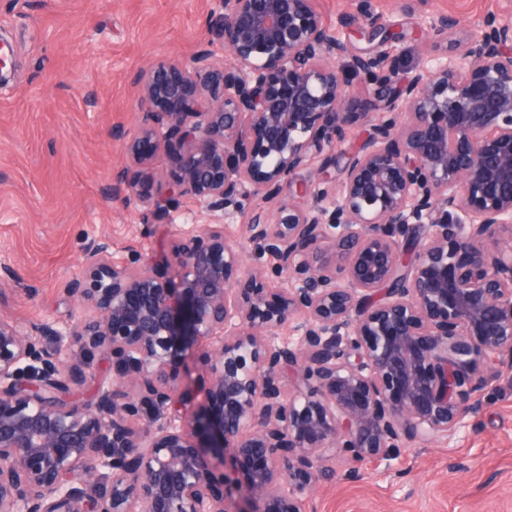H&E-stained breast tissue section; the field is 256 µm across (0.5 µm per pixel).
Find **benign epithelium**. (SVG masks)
Here are the masks:
<instances>
[{"mask_svg":"<svg viewBox=\"0 0 512 512\" xmlns=\"http://www.w3.org/2000/svg\"><path fill=\"white\" fill-rule=\"evenodd\" d=\"M218 2L230 63L201 50L138 71L140 119L115 133L114 196L160 218L200 204L175 272L93 241L64 288L88 316L0 318V512H303L326 461L392 469L482 410L490 355L512 366V245L491 246L512 236V13L396 84L379 53L336 65L348 45L314 0ZM352 24L402 37L368 0ZM317 159L308 200L297 176ZM244 214L249 264L224 237ZM95 351L117 378L80 399Z\"/></svg>","mask_w":512,"mask_h":512,"instance_id":"7a95c632","label":"benign epithelium"}]
</instances>
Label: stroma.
Returning <instances> with one entry per match:
<instances>
[{
  "instance_id": "stroma-1",
  "label": "stroma",
  "mask_w": 512,
  "mask_h": 512,
  "mask_svg": "<svg viewBox=\"0 0 512 512\" xmlns=\"http://www.w3.org/2000/svg\"><path fill=\"white\" fill-rule=\"evenodd\" d=\"M505 0H370L382 26L402 31L381 44L355 35L357 0H317L324 22L353 55L386 52L397 78L456 53V43L419 35L441 15L459 36L480 29ZM216 0H0V43L13 67L0 84V317L23 328L77 322L83 308L64 292L82 272L86 240L106 236L112 257L172 263L171 243L199 211L182 200L162 224L137 203L112 194L126 164L115 127L133 128L135 76L159 58L185 60L200 49L217 63L230 56L217 28ZM476 424L451 440L404 448V477L363 464L327 462L304 512H512V368L492 362Z\"/></svg>"
}]
</instances>
